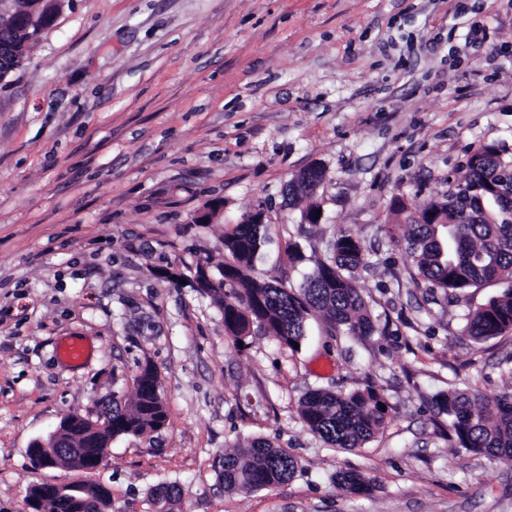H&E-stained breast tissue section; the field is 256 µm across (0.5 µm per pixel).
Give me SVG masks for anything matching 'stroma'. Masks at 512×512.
<instances>
[{
  "label": "stroma",
  "mask_w": 512,
  "mask_h": 512,
  "mask_svg": "<svg viewBox=\"0 0 512 512\" xmlns=\"http://www.w3.org/2000/svg\"><path fill=\"white\" fill-rule=\"evenodd\" d=\"M482 143L512 156V0H66L0 82V512L83 479L111 488L109 512H154L164 484L175 512H512V464L455 447L433 406L451 387L512 389V331L465 332L502 287L432 299L383 230L394 197H440ZM312 166L313 197L288 203ZM312 203L321 221L302 223ZM258 205L263 279L298 286L338 230L361 240L354 276L378 334L335 340L312 317L295 353L258 329L225 335L190 282ZM72 340L85 362L57 356ZM145 363L163 429L113 439L89 474L32 466L31 441L63 415L131 402ZM365 385L388 409L364 447L328 446L300 420L308 390ZM255 437L289 449L296 473L225 491V454ZM342 471L372 492H343Z\"/></svg>",
  "instance_id": "1"
}]
</instances>
